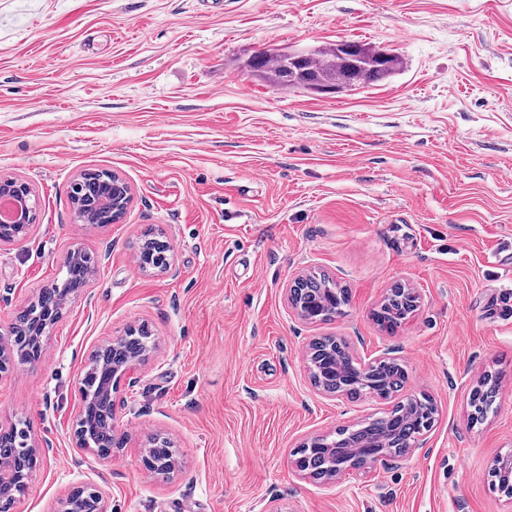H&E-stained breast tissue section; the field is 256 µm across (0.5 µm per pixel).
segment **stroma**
I'll list each match as a JSON object with an SVG mask.
<instances>
[{
    "instance_id": "35a3bbf8",
    "label": "stroma",
    "mask_w": 512,
    "mask_h": 512,
    "mask_svg": "<svg viewBox=\"0 0 512 512\" xmlns=\"http://www.w3.org/2000/svg\"><path fill=\"white\" fill-rule=\"evenodd\" d=\"M358 41L396 49L389 80L326 96L251 77L267 47ZM121 176L114 224L74 223L72 182ZM28 182L38 217L0 243V329L96 262L42 338L0 372V427L29 422L39 466L15 512H57L76 486L107 512H512L491 486L512 449V0H0V177ZM149 229L169 272L133 262ZM348 291L343 316L290 309L297 276ZM424 302L388 332L396 283ZM147 324L149 358L112 395L111 458L75 448L80 380L97 350ZM323 336L407 376L389 399L326 395L306 349ZM486 373L498 394L471 424ZM426 395L418 450L339 480L301 476L295 452ZM168 474L145 469L153 437ZM94 269V263L90 257L85 256L82 253L77 254L70 279H68L67 274L65 273L60 282L57 281L52 285H58L60 288H67L70 295L78 288H82L89 277L92 276Z\"/></svg>"
}]
</instances>
